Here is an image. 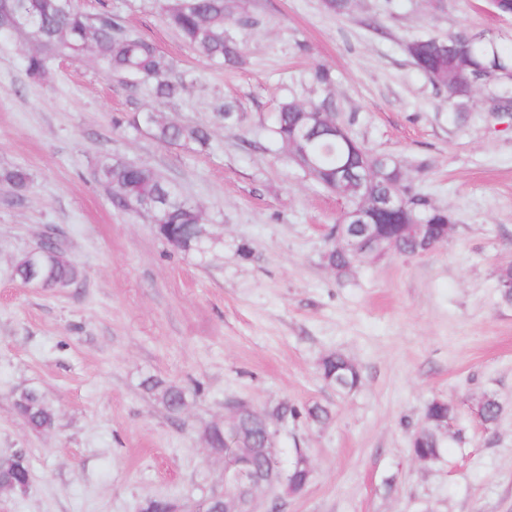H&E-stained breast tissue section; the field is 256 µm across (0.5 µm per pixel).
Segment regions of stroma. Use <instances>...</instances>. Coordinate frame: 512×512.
Returning a JSON list of instances; mask_svg holds the SVG:
<instances>
[{
	"label": "stroma",
	"mask_w": 512,
	"mask_h": 512,
	"mask_svg": "<svg viewBox=\"0 0 512 512\" xmlns=\"http://www.w3.org/2000/svg\"><path fill=\"white\" fill-rule=\"evenodd\" d=\"M247 26H230L244 63L224 70L167 26L155 0H76L107 9L178 61L186 91L156 104L92 56L25 72L30 46L0 39V169L20 168L30 189L0 185V454L25 452L33 481L0 495V512H140L152 496L196 508L219 491L224 459L201 434L229 419L225 403L255 410L289 401L333 412L317 428L277 425L283 458L305 449L313 470L298 496L258 491V512H512V304L498 288L512 266V117L489 112L478 91L456 119L446 93L413 64L410 39L482 32L512 49V17L486 0H356L346 15L322 0H235ZM332 73L339 118L455 217L423 257L394 252L342 276L326 266L327 235L342 204L288 160L270 133L281 102L312 97L311 71ZM234 101L227 125L215 102ZM202 124L210 149L163 145L130 126L135 110ZM160 171L204 212V251L181 252L152 224L118 210L93 172L103 154ZM54 236L82 275L47 291L20 286L16 259ZM340 351L363 374L348 394L318 376ZM177 382L179 420L141 387ZM43 392L50 432L16 416L18 389ZM504 407L484 429L471 412L483 395ZM458 414L446 460L408 452L427 404Z\"/></svg>",
	"instance_id": "1"
}]
</instances>
